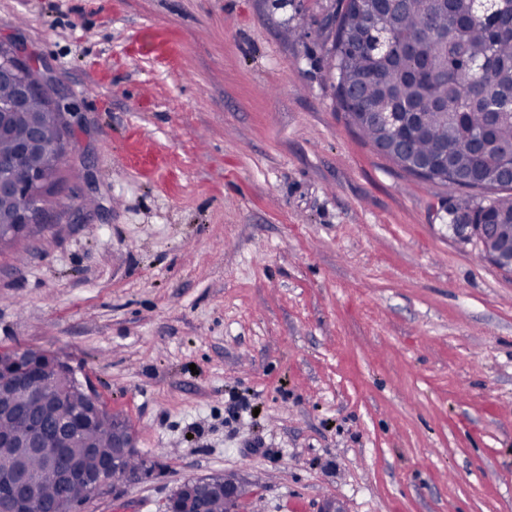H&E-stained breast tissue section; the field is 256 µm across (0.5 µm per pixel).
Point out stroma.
I'll list each match as a JSON object with an SVG mask.
<instances>
[{
    "mask_svg": "<svg viewBox=\"0 0 512 512\" xmlns=\"http://www.w3.org/2000/svg\"><path fill=\"white\" fill-rule=\"evenodd\" d=\"M337 4L0 0L79 146L0 247V351L67 357L154 463L80 512L224 473L237 512H512V272L337 107Z\"/></svg>",
    "mask_w": 512,
    "mask_h": 512,
    "instance_id": "1",
    "label": "stroma"
}]
</instances>
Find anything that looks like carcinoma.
<instances>
[{
    "label": "carcinoma",
    "instance_id": "cac0c4a2",
    "mask_svg": "<svg viewBox=\"0 0 512 512\" xmlns=\"http://www.w3.org/2000/svg\"><path fill=\"white\" fill-rule=\"evenodd\" d=\"M332 88L338 106L373 146L409 176L435 153L448 154L447 182L466 189L450 203V223L512 226V16H490L476 0H345L330 19ZM378 112H406L414 134L402 147ZM125 419L96 424L95 453L80 442L71 456L81 471L112 455ZM39 495L59 499V470L32 457Z\"/></svg>",
    "mask_w": 512,
    "mask_h": 512
}]
</instances>
